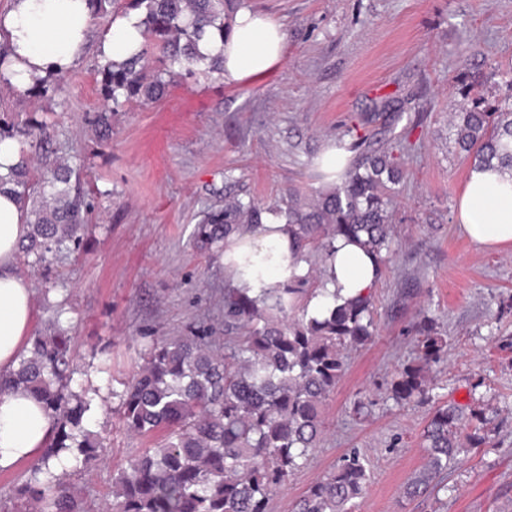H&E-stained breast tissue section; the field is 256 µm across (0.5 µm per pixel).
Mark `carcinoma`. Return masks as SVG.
<instances>
[{
  "label": "carcinoma",
  "mask_w": 512,
  "mask_h": 512,
  "mask_svg": "<svg viewBox=\"0 0 512 512\" xmlns=\"http://www.w3.org/2000/svg\"><path fill=\"white\" fill-rule=\"evenodd\" d=\"M115 9L144 15L145 41L122 65L103 70L112 111L134 101H153L165 93L170 66L195 74L200 62L197 42L240 0H112ZM159 63L152 79L145 76L149 53ZM456 141L473 165L512 170V104L492 111L473 103L454 115ZM40 126L0 117V142L35 135ZM366 146L334 188L316 200L288 193V205L262 206L238 196L224 209L209 213L198 225L196 244L211 249L245 224H261L268 214L281 215L301 248L325 260L338 237L359 238L388 260L395 223L392 203L405 177V158L415 150L410 130L385 149ZM72 171L56 167L50 176L53 203L31 210L33 224L20 254L49 267L48 255L80 246V232L93 206L88 193H71ZM22 199L35 190L30 166L12 174ZM310 277L291 293L251 297L237 288L224 289V326L248 327L242 341L219 349L206 326L188 336L154 342L146 363L127 383L119 416L125 429L145 436L158 428L166 435L156 448H140L112 478V512H268L272 494L307 463L324 433L321 406L334 393L346 370L344 352L363 346L376 332L373 296L333 307L328 316L308 318L301 299L317 291ZM411 331L417 336L418 364H409L393 382L396 399L425 395L421 368L440 360L447 343L435 320L421 312ZM77 354L66 331L53 326L31 340L18 368L0 378V394L31 395L52 419L53 431L43 454L31 463L15 486L23 503L35 512H86L71 476L101 459L102 442L90 429L96 403L86 390L70 384ZM466 416L457 404L435 409L424 441L427 462L405 487L414 498L439 484L448 467L467 447ZM367 481L360 452L346 453L336 469L313 483L296 504V512H354Z\"/></svg>",
  "instance_id": "1"
}]
</instances>
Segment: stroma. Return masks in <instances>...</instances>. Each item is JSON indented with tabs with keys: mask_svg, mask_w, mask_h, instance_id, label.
I'll list each match as a JSON object with an SVG mask.
<instances>
[{
	"mask_svg": "<svg viewBox=\"0 0 512 512\" xmlns=\"http://www.w3.org/2000/svg\"><path fill=\"white\" fill-rule=\"evenodd\" d=\"M280 19L287 42L267 77L225 84L222 76L174 68L164 96L113 110L94 47L48 93L0 83V111L45 128L32 152L40 170L75 171L94 208L83 247L49 268L20 262L33 288L34 331L68 327L78 355L73 389L98 391L92 428L106 461L72 481L88 512H112V478L134 448L162 432L129 435L118 394L145 363L152 341L208 325L226 344L218 251L195 245L197 227L223 209L225 172L245 198L270 203L322 187L313 160L328 143L347 147L360 116L373 115L377 144L398 132L375 115L388 99L418 120L407 185L395 205V254L373 290L377 333L348 350L346 371L322 407L323 438L307 465L276 491L269 512H292L308 487L358 449L368 480L356 512H512V251L478 247L455 225L470 162L449 115L481 100L512 103V0H245ZM109 110L111 132L92 122ZM62 302L54 316L43 298ZM428 310L447 342L425 372L428 398L396 402V373L413 361L408 330ZM479 418L481 443L448 471L449 490L407 498L421 470L423 431L446 403ZM363 411H356V404Z\"/></svg>",
	"mask_w": 512,
	"mask_h": 512,
	"instance_id": "35a3bbf8",
	"label": "stroma"
}]
</instances>
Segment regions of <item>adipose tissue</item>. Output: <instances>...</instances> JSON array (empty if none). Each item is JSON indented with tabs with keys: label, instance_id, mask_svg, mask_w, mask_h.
<instances>
[{
	"label": "adipose tissue",
	"instance_id": "1",
	"mask_svg": "<svg viewBox=\"0 0 512 512\" xmlns=\"http://www.w3.org/2000/svg\"><path fill=\"white\" fill-rule=\"evenodd\" d=\"M94 22L91 0H11L0 13V53L6 57L0 79L23 91L75 67ZM144 40L140 11L115 16L97 45L99 66L122 63ZM285 44L286 30L278 20L242 7L226 15L223 31H211L198 49L205 58H223L225 83L239 84L270 75ZM21 160L16 140L0 141V375L10 374L25 355L33 321V290L18 268L28 211L8 181ZM455 220L481 247H512V172L472 166ZM221 262L232 284L251 296L296 287L311 270L306 253L276 218L228 238ZM380 276L379 259L362 240L337 238L321 267L317 294L303 300L308 316L324 317L334 299L366 296ZM51 430L50 417L31 396L0 395V470L38 457Z\"/></svg>",
	"mask_w": 512,
	"mask_h": 512
}]
</instances>
